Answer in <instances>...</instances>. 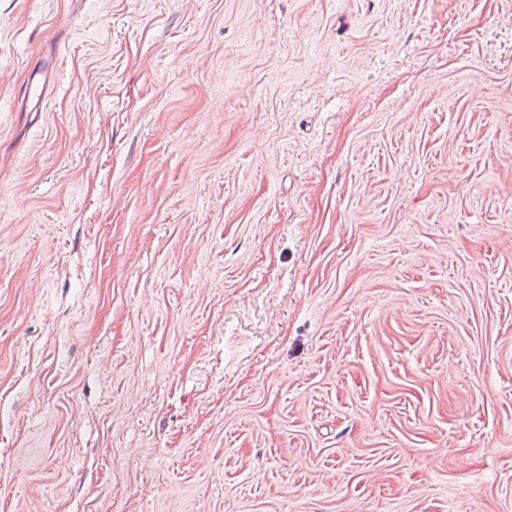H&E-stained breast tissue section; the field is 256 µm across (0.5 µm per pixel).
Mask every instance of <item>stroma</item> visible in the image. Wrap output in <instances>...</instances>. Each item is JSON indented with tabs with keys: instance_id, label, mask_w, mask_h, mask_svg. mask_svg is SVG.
Returning <instances> with one entry per match:
<instances>
[{
	"instance_id": "obj_1",
	"label": "stroma",
	"mask_w": 512,
	"mask_h": 512,
	"mask_svg": "<svg viewBox=\"0 0 512 512\" xmlns=\"http://www.w3.org/2000/svg\"><path fill=\"white\" fill-rule=\"evenodd\" d=\"M0 512H512V0H0Z\"/></svg>"
}]
</instances>
